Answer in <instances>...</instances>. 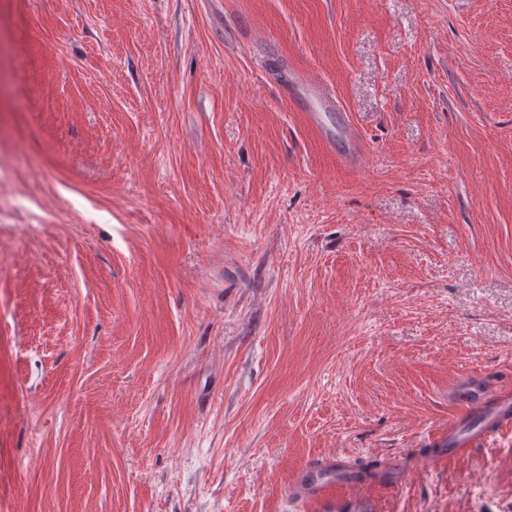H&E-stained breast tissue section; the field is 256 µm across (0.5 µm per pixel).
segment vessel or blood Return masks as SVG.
<instances>
[{"mask_svg":"<svg viewBox=\"0 0 512 512\" xmlns=\"http://www.w3.org/2000/svg\"><path fill=\"white\" fill-rule=\"evenodd\" d=\"M286 94L304 109L313 126L321 127L324 114H336L335 129H324L323 136L343 163H360L362 146L352 123L340 114L335 96L320 81L305 72L293 71ZM453 396L456 402L465 404L474 426L469 430L459 425L449 426V448L469 447L483 432L512 421V390L501 387L487 375L463 373L453 386ZM343 470L340 460L318 461L302 469L294 485L303 498L321 502L323 512H341L342 505L336 501L333 491Z\"/></svg>","mask_w":512,"mask_h":512,"instance_id":"b4317fda","label":"vessel or blood"}]
</instances>
